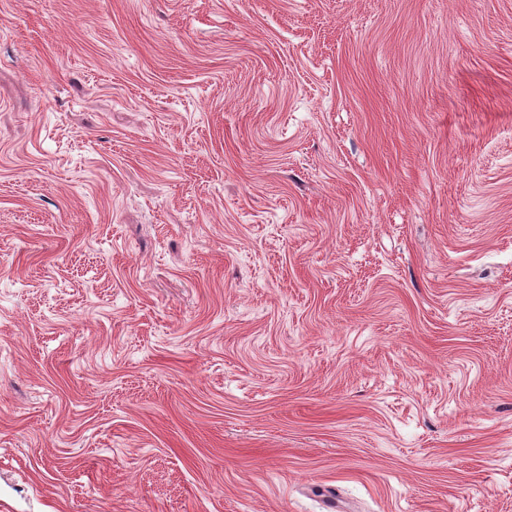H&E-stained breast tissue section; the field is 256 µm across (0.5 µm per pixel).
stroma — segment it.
<instances>
[{
  "instance_id": "35a3bbf8",
  "label": "stroma",
  "mask_w": 512,
  "mask_h": 512,
  "mask_svg": "<svg viewBox=\"0 0 512 512\" xmlns=\"http://www.w3.org/2000/svg\"><path fill=\"white\" fill-rule=\"evenodd\" d=\"M512 512V0H0V512Z\"/></svg>"
}]
</instances>
